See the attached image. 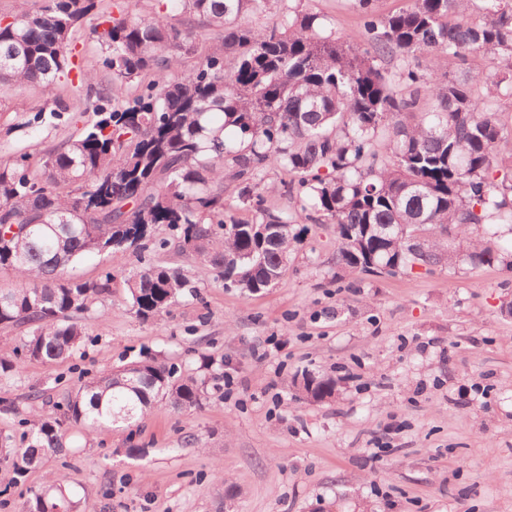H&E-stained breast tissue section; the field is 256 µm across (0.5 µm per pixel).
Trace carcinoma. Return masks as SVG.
Segmentation results:
<instances>
[{
    "mask_svg": "<svg viewBox=\"0 0 512 512\" xmlns=\"http://www.w3.org/2000/svg\"><path fill=\"white\" fill-rule=\"evenodd\" d=\"M304 0H159L142 17L101 0H43L0 19V82L41 83L60 121L82 99L81 133L57 146L0 158V324L25 326L26 358L71 357L89 335L92 306L112 273L68 275L89 254H140L164 224L224 287L254 294L288 270L293 244L319 215L336 225V266L396 274L420 266L512 265L485 245L512 224V166L497 152L512 126L495 104L512 97V0H408L387 15L355 0L363 40L336 35ZM274 12L264 27L249 17ZM91 19L105 87L74 68L71 39ZM490 54L494 71L469 61ZM195 65L181 70L182 59ZM293 200L264 191L270 171ZM236 192L240 210L226 203ZM137 318L169 310L195 284L178 267L148 262L125 278ZM206 379L152 358L82 381L65 401L86 430L132 425L157 402L199 408ZM298 393L320 402L337 382L302 374ZM27 444L0 434V458L25 473L65 447L57 420H29ZM79 501L53 479L27 512Z\"/></svg>",
    "mask_w": 512,
    "mask_h": 512,
    "instance_id": "cac0c4a2",
    "label": "carcinoma"
}]
</instances>
